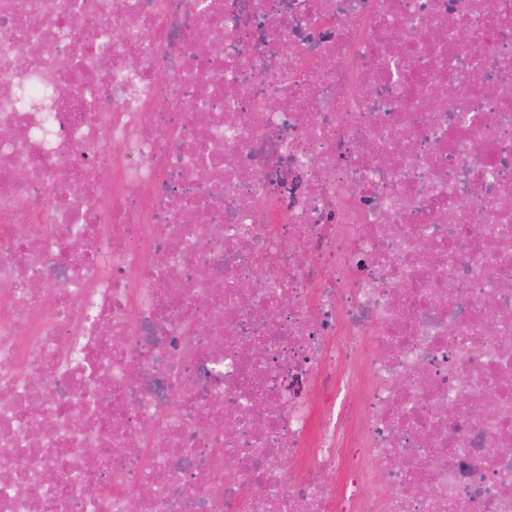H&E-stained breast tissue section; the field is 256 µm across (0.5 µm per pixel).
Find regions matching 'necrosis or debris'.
<instances>
[{
    "label": "necrosis or debris",
    "mask_w": 512,
    "mask_h": 512,
    "mask_svg": "<svg viewBox=\"0 0 512 512\" xmlns=\"http://www.w3.org/2000/svg\"><path fill=\"white\" fill-rule=\"evenodd\" d=\"M0 512H512V0H0Z\"/></svg>",
    "instance_id": "4bbe7bcc"
}]
</instances>
